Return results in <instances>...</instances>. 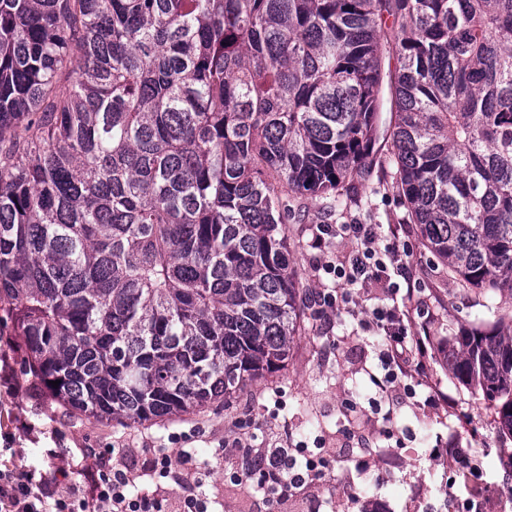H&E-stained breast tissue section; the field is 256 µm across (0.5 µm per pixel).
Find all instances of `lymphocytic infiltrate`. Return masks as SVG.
Returning <instances> with one entry per match:
<instances>
[{
	"label": "lymphocytic infiltrate",
	"instance_id": "lymphocytic-infiltrate-1",
	"mask_svg": "<svg viewBox=\"0 0 512 512\" xmlns=\"http://www.w3.org/2000/svg\"><path fill=\"white\" fill-rule=\"evenodd\" d=\"M312 269L327 275L329 283L319 289L314 302L322 313L343 311L358 318L360 326L381 339L378 366L367 376L380 398H389L405 378H427V403L438 407L451 398L438 383L429 381L433 343L430 336L412 335V313L417 288L410 282L407 242L384 241L376 224H316L311 228ZM348 245L339 258L329 253L331 239ZM379 288L400 295L390 307H363L360 290ZM48 459L69 460L71 468L85 471L91 478L88 488L61 486L48 477L16 464L0 470V512H84L87 500L96 501L100 512H208V505L184 469L174 467L167 455L152 461L153 469L180 488L176 500L161 495L133 492L130 469L113 467L109 460L91 453L74 458L70 449L50 448ZM327 460L307 448H251L243 453L231 477L237 483H251L266 498L281 500L319 476Z\"/></svg>",
	"mask_w": 512,
	"mask_h": 512
}]
</instances>
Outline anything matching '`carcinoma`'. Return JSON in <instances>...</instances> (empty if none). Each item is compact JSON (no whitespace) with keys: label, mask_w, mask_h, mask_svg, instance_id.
<instances>
[{"label":"carcinoma","mask_w":512,"mask_h":512,"mask_svg":"<svg viewBox=\"0 0 512 512\" xmlns=\"http://www.w3.org/2000/svg\"><path fill=\"white\" fill-rule=\"evenodd\" d=\"M385 131L423 245L512 300V0H0L24 375L142 423L278 370L304 314L288 200L366 179ZM445 358L512 438V325Z\"/></svg>","instance_id":"1"}]
</instances>
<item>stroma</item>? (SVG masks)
<instances>
[{
	"label": "stroma",
	"mask_w": 512,
	"mask_h": 512,
	"mask_svg": "<svg viewBox=\"0 0 512 512\" xmlns=\"http://www.w3.org/2000/svg\"><path fill=\"white\" fill-rule=\"evenodd\" d=\"M395 165L389 150L379 152L366 180L342 195L302 197L292 202L287 231L291 266L307 291L320 282L310 265V227L314 224H378L413 246L410 264L421 285L416 298L434 321L432 369L453 399L448 408L426 406L428 390L416 385L415 397L396 392L392 417L383 420L372 408L373 393L365 368L375 367L378 337L363 332L346 313L324 320L309 308L305 329L295 337L283 370L257 379L231 399L201 413L163 422L126 425L69 413L47 394H34L22 373L21 339L10 323L0 324V467L12 457L52 471L43 457L52 436L68 448H91L123 461L137 475L144 494L178 495L170 480L150 469L151 451L167 449L171 458L194 450V477L203 485L211 512H468L476 492H483V512H512V468L500 460L503 442L486 403L452 379L441 363L448 338L459 327L488 328L502 315L490 292L463 287L445 264L422 244L417 225L407 218L393 186ZM32 430L6 443L17 420ZM453 433L470 450L481 473L478 479L453 478L437 435ZM368 434L370 447L357 443ZM240 440L249 448L324 442L330 466L324 474L279 506L261 491L227 481L235 467L232 454L216 456L219 445Z\"/></svg>",
	"instance_id": "1"
}]
</instances>
